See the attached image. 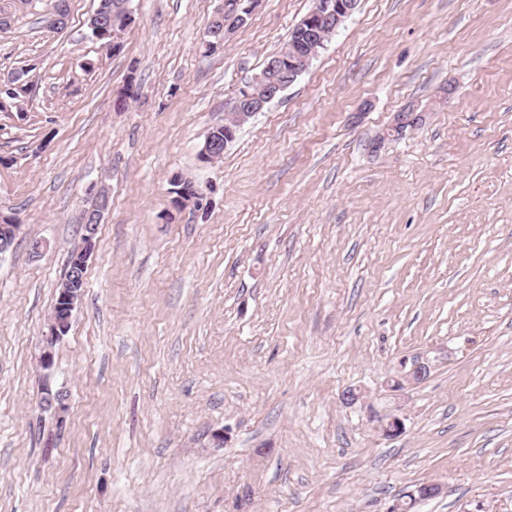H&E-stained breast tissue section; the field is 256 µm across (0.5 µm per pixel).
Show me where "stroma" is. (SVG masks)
Listing matches in <instances>:
<instances>
[{"mask_svg": "<svg viewBox=\"0 0 512 512\" xmlns=\"http://www.w3.org/2000/svg\"><path fill=\"white\" fill-rule=\"evenodd\" d=\"M98 4L52 30L45 0H0V78L23 87L0 98L21 226L0 254V512H389L425 483L443 492L414 512H512V0H360L211 163L207 133L311 0H262L212 54L224 0H130L116 52ZM412 103L423 122L373 149ZM176 174L203 209L173 207ZM95 185L110 204L46 370ZM404 360L428 373L390 391Z\"/></svg>", "mask_w": 512, "mask_h": 512, "instance_id": "stroma-1", "label": "stroma"}]
</instances>
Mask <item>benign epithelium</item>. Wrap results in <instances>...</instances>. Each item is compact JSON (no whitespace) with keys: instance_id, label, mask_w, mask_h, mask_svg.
<instances>
[{"instance_id":"benign-epithelium-1","label":"benign epithelium","mask_w":512,"mask_h":512,"mask_svg":"<svg viewBox=\"0 0 512 512\" xmlns=\"http://www.w3.org/2000/svg\"><path fill=\"white\" fill-rule=\"evenodd\" d=\"M358 0H325L319 7L304 18L297 31L296 45L288 53H282L271 59L266 69L286 74L284 80H267L264 74L254 76L251 81L240 89L231 106L229 115L233 117L234 125L224 127V134L210 133L207 135L199 156L205 162H212L222 152L226 151L236 139L235 127L241 126L262 111L266 105L280 96L301 76L318 57L319 47L323 46L325 33L339 29L354 13ZM426 110L397 112L388 128L374 140L373 147H380L385 141L403 134L406 129L418 125L424 120ZM174 187L173 204L178 209L192 206L196 209L203 207L205 194L191 179L176 176L172 179ZM101 217L89 213L82 215L81 230L84 246L73 252L70 257L67 274L62 281L53 313L51 314L48 332L43 336V344L39 361L44 369L52 366L54 348L68 334L73 311L81 300L85 279L84 272L88 266L94 241L98 232ZM20 232V225L10 216L0 214V255L9 250ZM427 373V367L415 362L404 371L401 379L395 381L393 388L402 389L422 380ZM65 396L61 392H45L42 407L54 411L59 427H64L66 418L64 412Z\"/></svg>"}]
</instances>
